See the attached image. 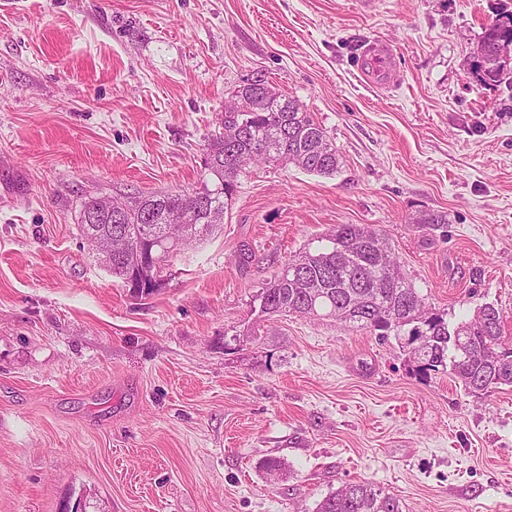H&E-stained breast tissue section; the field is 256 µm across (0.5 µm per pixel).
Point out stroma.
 Returning <instances> with one entry per match:
<instances>
[{
  "instance_id": "35a3bbf8",
  "label": "stroma",
  "mask_w": 512,
  "mask_h": 512,
  "mask_svg": "<svg viewBox=\"0 0 512 512\" xmlns=\"http://www.w3.org/2000/svg\"><path fill=\"white\" fill-rule=\"evenodd\" d=\"M512 0H11L0 6V512H313L367 481L403 512H512V387L415 375L395 339L253 299L339 224L383 231L449 321L512 338V88L474 69ZM379 39L397 76L356 61ZM298 101L330 176L247 166L221 231L131 296L89 196L180 191L236 86ZM448 216L446 230L416 223ZM269 457L288 469L270 480Z\"/></svg>"
}]
</instances>
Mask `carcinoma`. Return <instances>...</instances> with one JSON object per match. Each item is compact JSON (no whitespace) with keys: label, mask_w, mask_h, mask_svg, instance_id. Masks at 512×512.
<instances>
[{"label":"carcinoma","mask_w":512,"mask_h":512,"mask_svg":"<svg viewBox=\"0 0 512 512\" xmlns=\"http://www.w3.org/2000/svg\"><path fill=\"white\" fill-rule=\"evenodd\" d=\"M512 40V26L485 27L481 42ZM256 103L246 112H226L221 131L206 148L209 179L193 190L131 196L121 221L107 211H91L92 199L80 202L81 235L124 233L141 250H121L112 259V276L124 280L147 266L146 253L165 231L180 232L190 224L198 231L183 234L182 244L209 235L224 223V209L242 170L254 162L294 165L306 172L330 175L340 155L324 128L296 100L266 81H248L235 89ZM239 127L236 141L223 130ZM322 244L290 260L279 275L260 289L255 300L267 317L299 315L333 318L346 327L367 330L382 340L394 336L415 372L450 370L473 396L512 386V341L502 335V315L492 305L470 319L448 322V313L426 306L417 289L400 272L385 233L363 224H338L320 238ZM314 512H403L400 500L369 482H347L328 492Z\"/></svg>","instance_id":"cac0c4a2"}]
</instances>
